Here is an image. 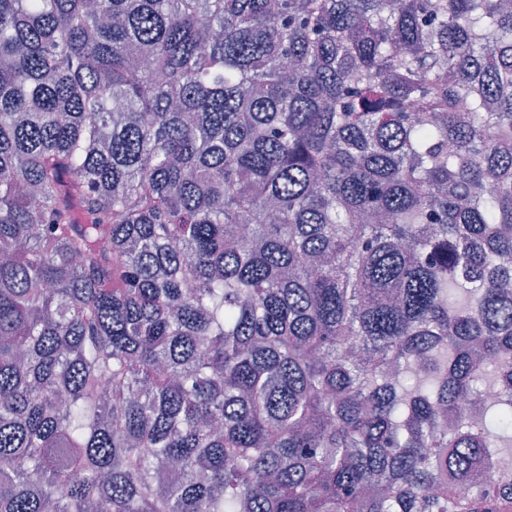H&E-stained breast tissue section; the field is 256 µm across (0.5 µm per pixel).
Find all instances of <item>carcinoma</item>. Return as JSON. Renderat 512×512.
Segmentation results:
<instances>
[{"mask_svg":"<svg viewBox=\"0 0 512 512\" xmlns=\"http://www.w3.org/2000/svg\"><path fill=\"white\" fill-rule=\"evenodd\" d=\"M510 446L503 0H0V512H512Z\"/></svg>","mask_w":512,"mask_h":512,"instance_id":"1","label":"carcinoma"}]
</instances>
